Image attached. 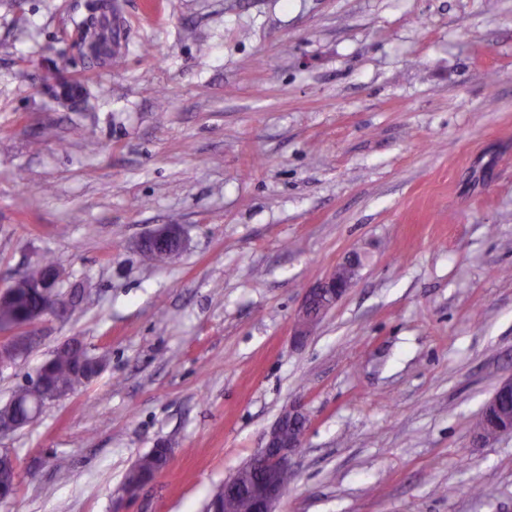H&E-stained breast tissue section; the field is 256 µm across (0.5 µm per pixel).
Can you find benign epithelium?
I'll list each match as a JSON object with an SVG mask.
<instances>
[{
    "label": "benign epithelium",
    "mask_w": 512,
    "mask_h": 512,
    "mask_svg": "<svg viewBox=\"0 0 512 512\" xmlns=\"http://www.w3.org/2000/svg\"><path fill=\"white\" fill-rule=\"evenodd\" d=\"M141 245L169 246L171 254L176 255L185 247V240L175 226L162 225L142 239ZM357 257L356 252L347 254L324 279L305 289L293 325L295 342L301 343L311 336L324 314L352 288V285L338 278V273L344 266L358 269ZM60 280L61 276L51 275L40 284V287L51 288L55 292L51 307L33 311L28 322L5 325V329L11 331V336L0 341V367L14 362L19 354L39 343L40 336L35 324L43 316L62 313L69 308L71 297L59 293ZM307 427L308 418L304 404L298 401L289 405L265 434L264 447L239 469L242 477L254 474L257 469L260 471V478L236 486L224 485V497L240 491L249 498L251 512H276V507L286 491L283 478L292 466L293 455L302 447Z\"/></svg>",
    "instance_id": "7a95c632"
}]
</instances>
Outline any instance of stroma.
Returning a JSON list of instances; mask_svg holds the SVG:
<instances>
[{"mask_svg":"<svg viewBox=\"0 0 512 512\" xmlns=\"http://www.w3.org/2000/svg\"><path fill=\"white\" fill-rule=\"evenodd\" d=\"M87 2L0 0V287L48 259L81 292L0 369V406L70 339L106 358L0 438V512H112L154 448L171 462L122 512H202L297 400L278 512H512V436L474 433L512 377V0H118L93 68ZM164 224L184 250L144 263ZM356 252L347 254L342 262L322 280L305 289L302 303L296 315L293 325V339L295 343H302L311 336L314 327L319 323L324 314L341 300L355 283L346 284L338 278L339 270L345 267H353L351 271H356L359 267ZM361 257V256H360ZM322 297H328L329 301L320 305Z\"/></svg>","mask_w":512,"mask_h":512,"instance_id":"35a3bbf8","label":"stroma"}]
</instances>
